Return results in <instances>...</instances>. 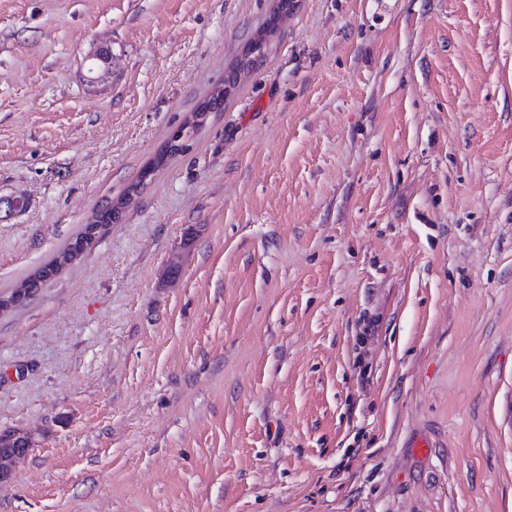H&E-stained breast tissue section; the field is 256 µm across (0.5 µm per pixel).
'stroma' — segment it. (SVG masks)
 Returning a JSON list of instances; mask_svg holds the SVG:
<instances>
[{"label":"stroma","mask_w":512,"mask_h":512,"mask_svg":"<svg viewBox=\"0 0 512 512\" xmlns=\"http://www.w3.org/2000/svg\"><path fill=\"white\" fill-rule=\"evenodd\" d=\"M279 3L0 0V512H512V0ZM101 229V218L99 214H96L89 224H86L85 233L76 242L74 241L70 248L61 254L51 266L40 269L36 273L35 278L47 280L54 277L63 266L72 262L83 253L85 248L95 239ZM35 445L34 437L27 431L18 430L10 435H0V484H5L12 478L15 463L23 458L29 448ZM2 450V453H1Z\"/></svg>","instance_id":"1"}]
</instances>
